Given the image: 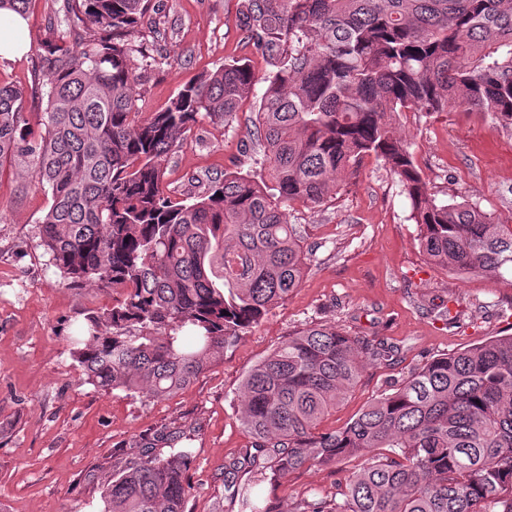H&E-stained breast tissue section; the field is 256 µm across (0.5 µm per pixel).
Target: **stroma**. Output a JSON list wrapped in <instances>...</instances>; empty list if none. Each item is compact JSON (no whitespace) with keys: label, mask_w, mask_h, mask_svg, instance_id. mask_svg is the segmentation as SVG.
Wrapping results in <instances>:
<instances>
[{"label":"stroma","mask_w":512,"mask_h":512,"mask_svg":"<svg viewBox=\"0 0 512 512\" xmlns=\"http://www.w3.org/2000/svg\"><path fill=\"white\" fill-rule=\"evenodd\" d=\"M58 0H31L28 51L0 58V83L30 87ZM241 0H167L151 25L132 35L139 47L138 111L164 109L182 86L239 59L258 76L269 67L246 44ZM256 102L240 106L231 124L201 118L166 161V191L176 201L202 192L209 179L245 170ZM400 132L438 199L462 196L496 221L512 224V134L493 116L452 107L406 112ZM43 190L18 168L0 170V512H100L106 481L123 462V447L151 426L186 422L196 431L189 470L195 487L189 512H212L228 500L224 467L251 443L241 416L247 371L297 327L331 323L401 348L387 366L362 357V377L321 423L346 425L372 398L425 361L512 334V286L492 274L459 277L432 265L417 241L400 184L374 157L364 159L335 199L295 205L306 272L297 290L218 354L186 388L161 400L109 392L83 379L71 339L86 318L111 309V289L64 280L40 238ZM352 461L311 468L256 496L274 497L280 512L336 494Z\"/></svg>","instance_id":"obj_1"}]
</instances>
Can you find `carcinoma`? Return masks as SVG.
<instances>
[{"instance_id": "cac0c4a2", "label": "carcinoma", "mask_w": 512, "mask_h": 512, "mask_svg": "<svg viewBox=\"0 0 512 512\" xmlns=\"http://www.w3.org/2000/svg\"><path fill=\"white\" fill-rule=\"evenodd\" d=\"M163 0H63L39 54L45 108L29 127L26 90L0 84V167L26 168L49 197L46 252L72 283L110 288L112 309L71 339L86 383L162 399L188 386L300 286L295 204L320 206L373 156L410 200L418 244L458 275L512 286V224L478 204L440 202L397 132L404 112L450 106L512 132V0H243L240 27L271 70L237 59L141 118L130 36ZM256 111L259 169L210 181L184 204L164 162L200 117ZM399 348L333 324L299 327L246 374L250 446L224 466L230 512H279L253 486L364 459L331 499L300 512H512V335L412 369L344 427L320 424L362 376ZM190 433L164 423L132 437L101 512H187Z\"/></svg>"}]
</instances>
